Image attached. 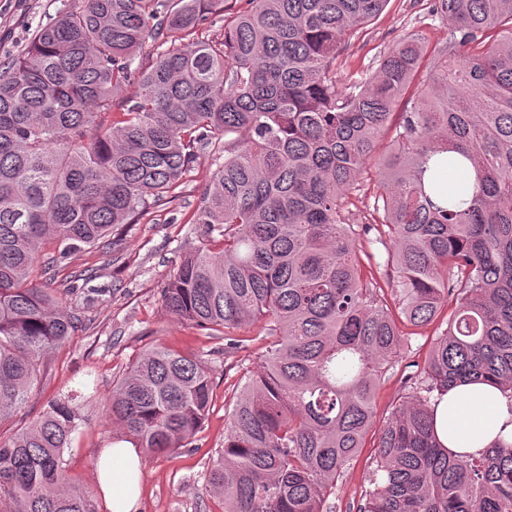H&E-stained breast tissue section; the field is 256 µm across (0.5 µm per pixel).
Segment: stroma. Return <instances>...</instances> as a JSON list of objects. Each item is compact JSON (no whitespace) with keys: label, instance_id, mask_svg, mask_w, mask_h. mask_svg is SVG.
<instances>
[{"label":"stroma","instance_id":"1","mask_svg":"<svg viewBox=\"0 0 512 512\" xmlns=\"http://www.w3.org/2000/svg\"><path fill=\"white\" fill-rule=\"evenodd\" d=\"M67 2L0 0V61L5 63L18 55L37 26L55 17ZM409 31L433 45L447 39L448 23L430 15L427 0H390L361 36L343 48L337 82L345 85L368 77L384 50ZM223 153L220 141L201 152L190 175L170 197L150 208L140 224L120 236L113 248L84 250L71 256L67 273L77 274L87 268L93 271L92 278L78 281L77 293L64 300L66 307H83L82 320L71 340L45 360L38 384L13 418L14 425L20 426L41 415L48 401L80 396L82 421L64 458L71 481L95 490L94 460L99 449L123 438L108 411L113 384L132 361L156 345L196 356L212 370L208 418L192 446L160 456H143L137 512H223L222 502L206 489V475L213 456L224 446V409L243 371L257 369L263 347L256 339L258 329L252 325L242 330L250 337V345L225 355L223 339L178 321L162 303L181 258L203 246L194 213L216 168V159ZM436 336L433 324L412 335L409 349L377 390V422L390 417L407 391V377L423 363ZM376 444V434H368L330 498L334 512H358Z\"/></svg>","mask_w":512,"mask_h":512}]
</instances>
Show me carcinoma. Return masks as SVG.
<instances>
[{
  "label": "carcinoma",
  "mask_w": 512,
  "mask_h": 512,
  "mask_svg": "<svg viewBox=\"0 0 512 512\" xmlns=\"http://www.w3.org/2000/svg\"><path fill=\"white\" fill-rule=\"evenodd\" d=\"M245 2L222 38L204 40L224 0H71L0 66V428L79 320L58 296L76 286L44 288L35 268L52 282L71 254L109 245L222 138L193 220L206 244L181 261L163 306L222 337L226 355L246 347L244 326L261 324L267 341L207 475L224 512H331L371 430L360 512H512V444L457 455L434 431L435 393L512 390V0H430L448 41L407 33L343 89V46L389 0ZM149 40L161 51L133 67ZM460 157L475 175L468 195L442 183ZM372 161L365 229L391 245L393 310L350 223ZM454 290L408 393L377 424L376 391L409 342L400 325L431 324ZM211 387L197 358L159 345L113 385L112 420L149 455L182 448ZM74 401L0 435L6 512H97L63 458Z\"/></svg>",
  "instance_id": "carcinoma-1"
}]
</instances>
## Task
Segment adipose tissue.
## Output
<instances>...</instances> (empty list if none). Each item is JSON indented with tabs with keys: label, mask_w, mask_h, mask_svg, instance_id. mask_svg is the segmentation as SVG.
Segmentation results:
<instances>
[{
	"label": "adipose tissue",
	"mask_w": 512,
	"mask_h": 512,
	"mask_svg": "<svg viewBox=\"0 0 512 512\" xmlns=\"http://www.w3.org/2000/svg\"><path fill=\"white\" fill-rule=\"evenodd\" d=\"M435 433L456 454L478 456L499 443H512V391L468 384L442 393L436 398ZM142 473L138 450L129 442L99 451L94 475L109 512H134Z\"/></svg>",
	"instance_id": "adipose-tissue-1"
}]
</instances>
